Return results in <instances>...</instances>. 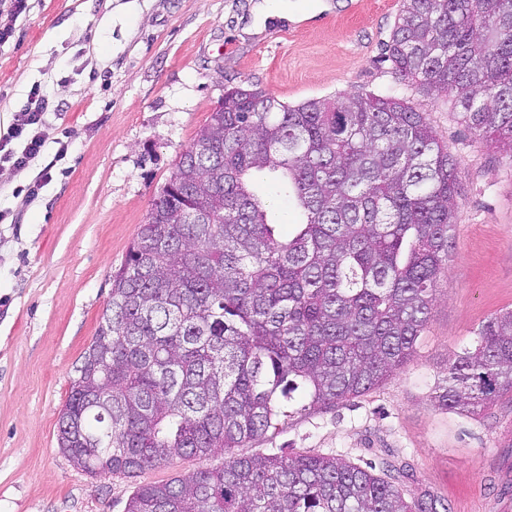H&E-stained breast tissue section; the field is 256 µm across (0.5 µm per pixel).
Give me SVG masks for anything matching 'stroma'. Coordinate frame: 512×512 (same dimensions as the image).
Instances as JSON below:
<instances>
[{
    "mask_svg": "<svg viewBox=\"0 0 512 512\" xmlns=\"http://www.w3.org/2000/svg\"><path fill=\"white\" fill-rule=\"evenodd\" d=\"M255 2L29 0L0 44V133L32 87L56 103L42 157L0 169V512H124L135 486L220 464L186 457L94 478L62 452L58 424L112 275L225 87L296 104L397 82L383 45L399 0H282L285 19L255 14ZM410 97L458 166L448 266L417 353L336 409L291 402L252 450L342 456L378 475L402 466L406 498L512 512V404L463 417L432 399L449 359L512 309V159L461 124L448 96ZM44 169L49 182L28 197Z\"/></svg>",
    "mask_w": 512,
    "mask_h": 512,
    "instance_id": "obj_1",
    "label": "stroma"
}]
</instances>
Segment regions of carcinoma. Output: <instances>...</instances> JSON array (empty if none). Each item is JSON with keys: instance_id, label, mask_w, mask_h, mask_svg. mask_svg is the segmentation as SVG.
Wrapping results in <instances>:
<instances>
[{"instance_id": "obj_1", "label": "carcinoma", "mask_w": 512, "mask_h": 512, "mask_svg": "<svg viewBox=\"0 0 512 512\" xmlns=\"http://www.w3.org/2000/svg\"><path fill=\"white\" fill-rule=\"evenodd\" d=\"M384 55L398 84L286 104L224 96L112 276L59 423L92 477L184 457L217 466L136 487L125 512H436L393 478L326 455L235 454L287 417L375 388L414 356L448 263L457 164L407 91L445 93L512 159V0H400ZM300 220L276 232L250 174ZM207 224H183L185 213ZM512 402V309L456 354L439 407Z\"/></svg>"}]
</instances>
